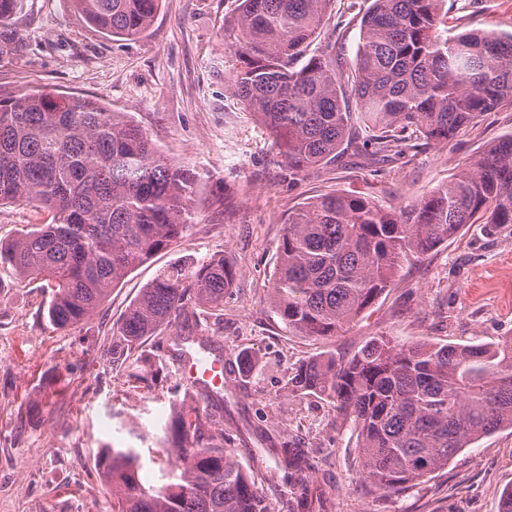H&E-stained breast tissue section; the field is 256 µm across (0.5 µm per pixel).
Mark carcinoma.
I'll return each instance as SVG.
<instances>
[{
  "instance_id": "1",
  "label": "carcinoma",
  "mask_w": 512,
  "mask_h": 512,
  "mask_svg": "<svg viewBox=\"0 0 512 512\" xmlns=\"http://www.w3.org/2000/svg\"><path fill=\"white\" fill-rule=\"evenodd\" d=\"M97 30L134 40L161 0H67ZM332 0H237L230 26L232 87L280 146L293 180L336 163L360 127L362 148L398 156L412 134L444 142L502 105L512 106V30L467 29L445 37L443 0H369L353 63L333 41L309 52ZM24 0H0V61L23 41L13 27ZM356 111H351L349 99ZM196 173L159 152L124 112L46 91L0 98V205L36 201L48 224H26L0 243V264L51 289L56 328L88 319L132 270L190 229ZM467 224L512 225V133L448 184L404 208L369 196L327 194L288 216L270 299L303 336L327 339L391 287L397 271ZM237 268L224 255L177 261L129 306L112 353H130L166 327L194 336L207 308L224 306ZM319 394L356 433L360 483L394 495L443 469L492 432L512 429V336L494 345L401 343L372 336L352 356L322 355L288 380V395ZM207 388L175 400L159 444L176 449L145 486L139 449L111 448L105 469L113 512H266L254 479L224 447L223 419L201 416ZM288 460V512L308 506L309 464Z\"/></svg>"
}]
</instances>
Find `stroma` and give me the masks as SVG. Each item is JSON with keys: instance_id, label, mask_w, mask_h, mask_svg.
<instances>
[{"instance_id": "35a3bbf8", "label": "stroma", "mask_w": 512, "mask_h": 512, "mask_svg": "<svg viewBox=\"0 0 512 512\" xmlns=\"http://www.w3.org/2000/svg\"><path fill=\"white\" fill-rule=\"evenodd\" d=\"M363 8V0H333L315 48L337 40L353 61ZM235 9V0H162L148 31L132 41L99 32L65 0H26L14 20L25 47L0 61V95L47 90L98 100L127 113L199 180L187 234L128 274L76 326H52L42 314L50 296L40 282L0 266V512H112L98 462L106 449L132 445L136 430L151 435L140 478L156 483L153 437L182 385L169 353L173 331L159 330L117 360L115 333L159 269L215 254L228 257L238 276L223 311L206 315L201 326L225 361L244 354L253 363L245 380L224 382V445L254 471L268 512H288V465L263 454L273 442L289 443L309 463V512H498L512 487L511 429L484 436L404 494L372 496L359 483L355 434L327 398L289 396L288 380L309 358L349 356L372 336L462 345L512 336V226L466 225L405 264L359 321L328 340L289 330L270 305L268 286L290 210L336 192L407 206L512 133V107L390 162L351 154L345 166L289 180L278 144L231 86L236 33L224 20ZM461 16L476 29L494 20L511 30L512 0H444L442 34L455 35ZM148 368L158 372L161 388L139 382Z\"/></svg>"}]
</instances>
